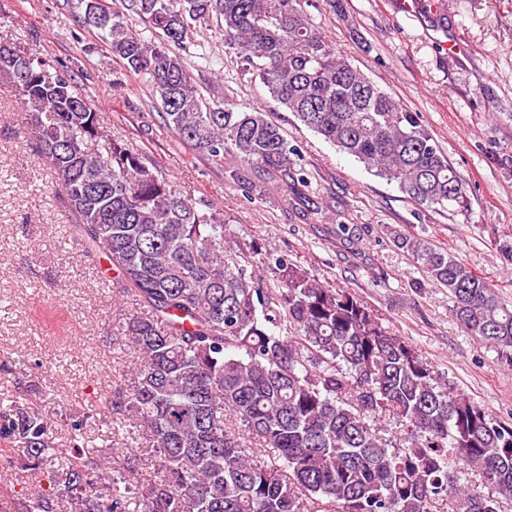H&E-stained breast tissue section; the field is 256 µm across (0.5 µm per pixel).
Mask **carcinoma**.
<instances>
[{
	"label": "carcinoma",
	"mask_w": 512,
	"mask_h": 512,
	"mask_svg": "<svg viewBox=\"0 0 512 512\" xmlns=\"http://www.w3.org/2000/svg\"><path fill=\"white\" fill-rule=\"evenodd\" d=\"M305 0H67L148 88L179 139L224 164V181L306 200L299 149L264 109L209 102L192 59L214 24L241 75L305 127L417 205L457 213L465 183L420 116L368 80L316 29ZM26 68L0 61L26 129L54 176L83 251L107 261L121 291L118 346L137 358L123 419L142 428L161 476L144 487L87 448L86 421L67 423L78 455L55 457L35 405L0 398V439H21V470L59 487L0 512H502L512 501V423L454 392L406 339L349 288L323 284L285 255L260 264L276 287L224 249L222 215L199 209L161 171L105 130L72 78L18 45ZM397 245L448 289L465 333L512 364V300L448 249L410 233ZM388 416L403 428L381 424Z\"/></svg>",
	"instance_id": "carcinoma-1"
}]
</instances>
